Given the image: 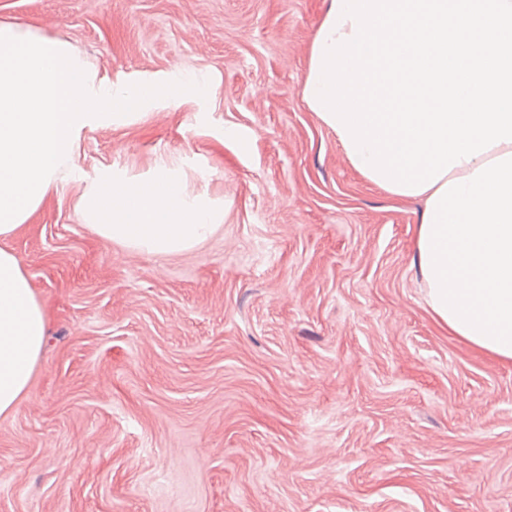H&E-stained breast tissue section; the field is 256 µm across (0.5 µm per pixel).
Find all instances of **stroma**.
Listing matches in <instances>:
<instances>
[{
	"label": "stroma",
	"mask_w": 512,
	"mask_h": 512,
	"mask_svg": "<svg viewBox=\"0 0 512 512\" xmlns=\"http://www.w3.org/2000/svg\"><path fill=\"white\" fill-rule=\"evenodd\" d=\"M328 6L0 0L112 82L208 84L86 129L7 242L47 337L0 416V512H512V362L435 319L422 200L365 180L304 103ZM161 160L223 205L208 240L161 257L81 223L101 170Z\"/></svg>",
	"instance_id": "35a3bbf8"
}]
</instances>
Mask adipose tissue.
Instances as JSON below:
<instances>
[{"label":"adipose tissue","mask_w":512,"mask_h":512,"mask_svg":"<svg viewBox=\"0 0 512 512\" xmlns=\"http://www.w3.org/2000/svg\"><path fill=\"white\" fill-rule=\"evenodd\" d=\"M422 199L415 252L430 310L461 341L512 361V143L453 168ZM77 210L101 238L156 255L187 251L224 221L164 162L144 179L104 174ZM45 340L30 280L0 247V416L17 409Z\"/></svg>","instance_id":"ef3b65f1"}]
</instances>
